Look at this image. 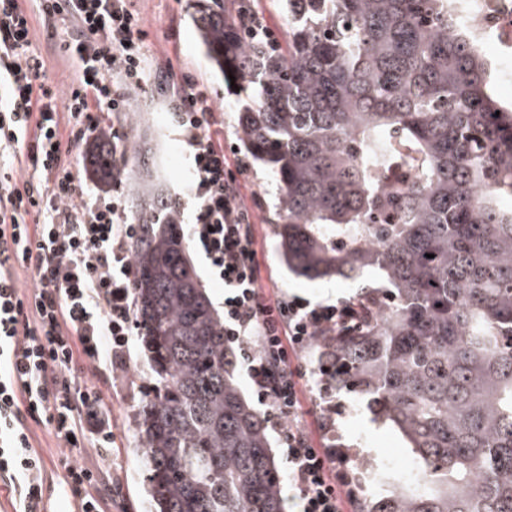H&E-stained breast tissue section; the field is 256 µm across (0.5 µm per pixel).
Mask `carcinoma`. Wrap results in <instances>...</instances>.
<instances>
[{"label":"carcinoma","instance_id":"obj_1","mask_svg":"<svg viewBox=\"0 0 512 512\" xmlns=\"http://www.w3.org/2000/svg\"><path fill=\"white\" fill-rule=\"evenodd\" d=\"M283 45L245 29L261 0H190L200 43L243 102L273 172L272 223L308 280L378 269L332 336L321 385L370 397L418 458L411 485L356 512H512V106L450 0H279ZM103 187L133 180L134 313L150 392L134 419L152 512H283L266 421L186 257L176 199L143 141L87 150Z\"/></svg>","mask_w":512,"mask_h":512}]
</instances>
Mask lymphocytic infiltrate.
<instances>
[{
	"label": "lymphocytic infiltrate",
	"mask_w": 512,
	"mask_h": 512,
	"mask_svg": "<svg viewBox=\"0 0 512 512\" xmlns=\"http://www.w3.org/2000/svg\"><path fill=\"white\" fill-rule=\"evenodd\" d=\"M38 10L74 26L66 49L78 75L61 95L46 85L26 12L19 0H0V154L27 156L33 166L24 179L14 167L0 168V478L15 512H46V467L28 420L45 421L69 448L89 438L99 448L112 445V421L98 416L102 390L85 373L123 360L135 334L128 244L140 227L124 222L121 195L108 203L89 197L67 155L87 136L109 132L108 113L124 111L111 74L140 90L150 85L143 20L126 0H38ZM175 120L192 159L189 234L224 287V338L255 344L249 378L268 413L288 422L283 436L300 512H342L348 476L335 449L308 441L288 350L334 335L352 309L283 296L263 302L248 214L211 130L214 109L203 92H186ZM21 269L32 280L26 291ZM98 479L81 461L67 462L63 481L77 512H102Z\"/></svg>",
	"instance_id": "obj_1"
}]
</instances>
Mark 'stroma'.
<instances>
[{"instance_id": "obj_1", "label": "stroma", "mask_w": 512, "mask_h": 512, "mask_svg": "<svg viewBox=\"0 0 512 512\" xmlns=\"http://www.w3.org/2000/svg\"><path fill=\"white\" fill-rule=\"evenodd\" d=\"M23 6L35 31L33 46L45 63L47 84L66 91L76 73L66 50L72 24L44 19L34 0H23ZM127 6L144 20V48L151 68V87L145 93L128 92L125 111L109 114L108 122L117 131L113 144L122 151L128 149L135 132L146 134L155 156L157 175L168 193L180 203L182 224L192 221L191 160L174 112L177 86L189 84L207 91L216 110L215 118L224 126L228 169L241 173L243 201L251 222L250 248L263 300L270 302L275 296L285 294L313 304H346L365 289L385 287L383 274L376 270L367 271L355 280L332 277L315 281L289 272L281 255L276 227L271 222L278 205L275 178L268 168L254 162L244 147L237 123L240 99L214 73L202 52L188 18V0H128ZM291 361L300 372L303 421L314 447L334 445L346 449L349 460L344 467L348 470L357 457L384 464L388 471L403 479L416 471L415 455L397 431L375 420L368 398L323 392L320 375L315 370L312 344L303 345ZM147 373L139 345L134 342L123 366L103 371L99 377L104 391L102 409L114 424L112 448L105 458L94 448L80 449L79 454L86 466L103 470L109 477L108 482L96 489L104 501L105 512H150L144 490V466L132 428L134 413L149 389ZM331 405L336 408V420L332 430L326 432L321 422ZM29 427L34 445L46 463V510L68 512L60 480L69 451L59 447L45 423L33 421Z\"/></svg>"}]
</instances>
